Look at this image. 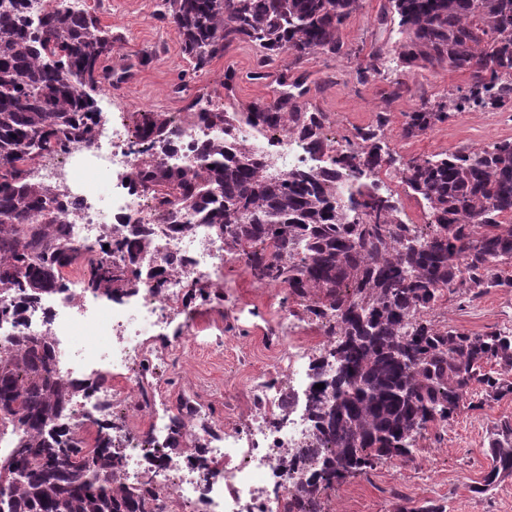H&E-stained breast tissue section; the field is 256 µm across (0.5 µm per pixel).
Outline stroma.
<instances>
[{
    "label": "stroma",
    "instance_id": "stroma-1",
    "mask_svg": "<svg viewBox=\"0 0 512 512\" xmlns=\"http://www.w3.org/2000/svg\"><path fill=\"white\" fill-rule=\"evenodd\" d=\"M86 2L103 25L121 36L114 47L113 64H122L128 57L139 62L121 83L119 94L94 92L101 120L111 121L116 112L128 113L133 123L144 112H169L184 119L189 117L192 104L205 98L231 111L271 98L268 80L257 76V52L250 44L233 47L183 81L179 74L187 69L188 62L181 37L173 24L159 16V0ZM384 2L364 0L362 10L347 21L342 37L352 49L350 55L318 57L303 64L314 75L331 78L322 93L308 99L311 110L329 116L327 137L338 139L353 127L369 125L376 112L384 110L390 114L384 141L396 162L512 140V111L461 112L420 137L402 138L405 113L425 102L446 101L451 90L466 83L467 76L445 69L414 68L402 74L410 93L395 100L388 97V80L358 84L356 70L371 47L398 39L392 26L378 21ZM228 276L238 287L240 302L253 308L256 318L269 317L281 305L284 289L258 283L247 267L230 269ZM212 317V306H203L195 336L181 343L177 368L158 371L156 380L172 401L189 391L200 392L205 406L223 421L227 418L225 385L266 368L265 356L276 337L252 324L239 329L228 320L224 323L223 347L215 353L208 347L215 336L208 328ZM445 317L450 326L468 333L495 327L512 330V289L495 288L475 300L457 293L449 295ZM504 420L512 421V396L463 411L448 426L428 427L416 438L414 467L402 469L383 463L367 474L347 479L327 492L324 512H398L400 507L412 508L427 500L445 505L446 512H512V480L483 495L473 490L489 467L483 450L490 433Z\"/></svg>",
    "mask_w": 512,
    "mask_h": 512
}]
</instances>
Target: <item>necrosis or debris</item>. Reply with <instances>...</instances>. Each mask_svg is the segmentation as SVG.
<instances>
[{"label":"necrosis or debris","mask_w":512,"mask_h":512,"mask_svg":"<svg viewBox=\"0 0 512 512\" xmlns=\"http://www.w3.org/2000/svg\"><path fill=\"white\" fill-rule=\"evenodd\" d=\"M220 136L218 130L184 119L172 149L160 150L159 155L168 163L198 162L203 145ZM135 150L130 126L120 119L91 141L44 155L30 165L31 179L60 187L71 197L93 196L100 179L111 183L107 207L89 205L64 218L68 241L80 253L96 250L107 226L119 231L147 221L150 203L133 180ZM244 262V256L225 253L223 239L208 225L194 223L185 234L161 241L149 260L150 265L165 268L163 287L146 278L135 294L103 304L87 299L82 276L70 271L67 294L46 295L22 320L0 319L2 338L46 333L55 340L63 382L82 385L68 399L69 424L76 434L94 435L98 424L112 420L115 403H125L120 423L126 443L122 475L128 483L153 489L157 512H283L286 496L298 483V472L288 470L282 461L312 433L304 410L312 382V352L329 346L331 339L322 327L297 324L290 308L279 307L269 323L281 339L269 367L243 387L224 392L234 405L249 400L247 412L221 425L208 420L199 400L184 396L189 413L183 422L201 446L200 456L158 462L157 452L169 438L178 404L161 395L146 404L140 396L145 383L141 365L150 357L160 362L168 358L165 351L151 350L149 339H164L171 327L182 339L192 333L198 305L187 299L186 282L218 289L219 318H245V307L224 286L226 269ZM82 333L94 341L79 348L75 340ZM288 394L294 402L287 406L283 400Z\"/></svg>","instance_id":"obj_1"}]
</instances>
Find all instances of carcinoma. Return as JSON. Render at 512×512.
Instances as JSON below:
<instances>
[{
    "label": "carcinoma",
    "instance_id": "cac0c4a2",
    "mask_svg": "<svg viewBox=\"0 0 512 512\" xmlns=\"http://www.w3.org/2000/svg\"><path fill=\"white\" fill-rule=\"evenodd\" d=\"M27 2L0 0L1 311L12 306L19 317L63 291V270L77 263L88 292L120 300L137 291L154 240L188 228V215L209 225L225 252L245 254L257 282L308 301L326 335L336 337L314 364L306 399L314 430L289 461L307 469L285 512H322V494L346 478L412 459L428 426L512 396L511 331L467 334L433 318L450 293L512 288L505 273L512 268V141L403 162L400 182L431 218L418 227L402 222L373 181L393 161L383 142L387 113L340 143L323 136L326 113L307 107L322 79L294 66L350 54L342 29L363 0H160L159 15L182 36L194 73L242 42L255 47L263 67L283 56L292 61L262 74L272 78L271 101L244 112L193 113L224 135L205 148L200 166L157 160L152 147L169 144L176 120L143 113L136 176L160 208L154 237L114 241L109 234L84 258L67 246L58 220L84 200L61 202L23 165L89 139L99 124L91 93L118 86L134 64L112 70L117 38L93 13L56 6L33 24ZM389 19L401 39L391 52L371 49L356 71L359 83L386 75L392 53L406 68L468 74L448 103L406 113L404 138L456 112L512 108V0H387L379 21ZM247 129L292 134L322 165L275 174ZM319 383L324 388H314ZM64 408L51 337L23 336L0 349V431L14 435L12 452L0 456V512H156L154 495L113 482L122 452L112 433L75 442L51 426ZM172 422L161 459L195 454L179 418ZM486 455L479 494L512 479V423L499 426Z\"/></svg>",
    "mask_w": 512,
    "mask_h": 512
}]
</instances>
